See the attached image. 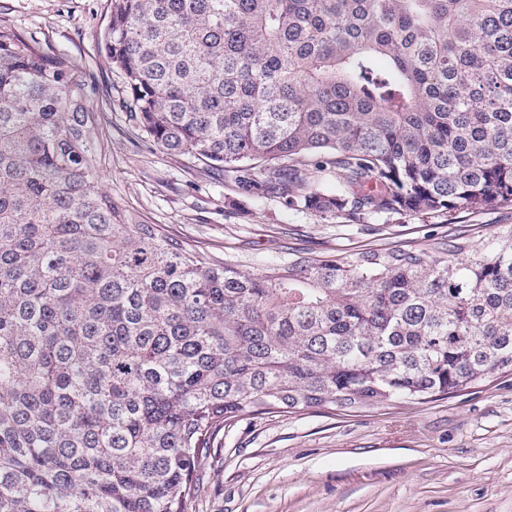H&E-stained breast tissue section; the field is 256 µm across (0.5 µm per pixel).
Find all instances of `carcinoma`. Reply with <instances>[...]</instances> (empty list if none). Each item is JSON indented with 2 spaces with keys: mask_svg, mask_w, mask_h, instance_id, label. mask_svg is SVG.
Listing matches in <instances>:
<instances>
[{
  "mask_svg": "<svg viewBox=\"0 0 512 512\" xmlns=\"http://www.w3.org/2000/svg\"><path fill=\"white\" fill-rule=\"evenodd\" d=\"M102 47L153 141L242 197L512 206V0H110ZM85 86L0 29V512H193L226 422L512 374L511 225L244 271L98 187Z\"/></svg>",
  "mask_w": 512,
  "mask_h": 512,
  "instance_id": "cac0c4a2",
  "label": "carcinoma"
}]
</instances>
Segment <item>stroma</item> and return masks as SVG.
I'll return each instance as SVG.
<instances>
[{
	"label": "stroma",
	"instance_id": "stroma-1",
	"mask_svg": "<svg viewBox=\"0 0 512 512\" xmlns=\"http://www.w3.org/2000/svg\"><path fill=\"white\" fill-rule=\"evenodd\" d=\"M110 0H0V28L63 51L84 71L103 132L100 187L143 223L242 269L306 252L485 246L512 206L364 223L236 194L221 172L158 148L101 50ZM196 512H512V375L422 404L244 416L200 466Z\"/></svg>",
	"mask_w": 512,
	"mask_h": 512
}]
</instances>
